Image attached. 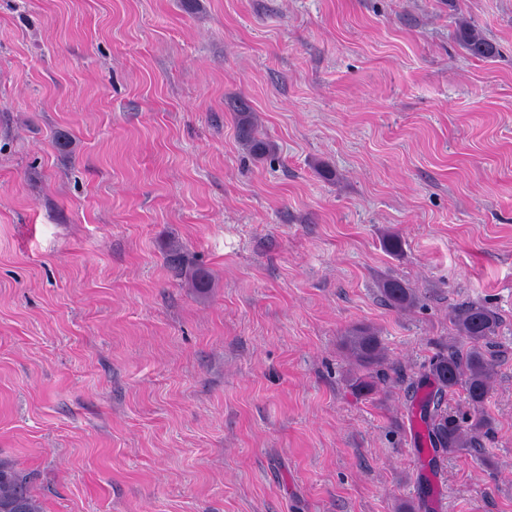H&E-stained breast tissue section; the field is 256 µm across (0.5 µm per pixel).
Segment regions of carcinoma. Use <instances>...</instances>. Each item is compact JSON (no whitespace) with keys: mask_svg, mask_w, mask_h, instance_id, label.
I'll list each match as a JSON object with an SVG mask.
<instances>
[{"mask_svg":"<svg viewBox=\"0 0 512 512\" xmlns=\"http://www.w3.org/2000/svg\"><path fill=\"white\" fill-rule=\"evenodd\" d=\"M457 38L475 57L488 59L496 52L493 44L467 22L459 24ZM236 126L243 149L257 157L270 154L272 145L260 136L257 117L244 102L237 107ZM381 293L390 305L400 309H409L417 301L415 291L394 278L382 281ZM449 320L458 337L468 342V347L460 349L452 344L440 349L430 359L423 379L410 383L415 393L428 387L420 399L419 410L433 452L431 465L437 458L463 449L481 453L482 438L494 430V422L485 413L484 405L495 375L494 347L501 319L484 303L466 302L451 309ZM343 344L355 363L350 376L352 388L359 393L375 391L381 376L378 367L387 359L376 331L368 326L356 327L345 334ZM458 387L466 392L469 406V411L461 415L448 410V395ZM0 512H44L27 475L2 461Z\"/></svg>","mask_w":512,"mask_h":512,"instance_id":"1","label":"carcinoma"}]
</instances>
